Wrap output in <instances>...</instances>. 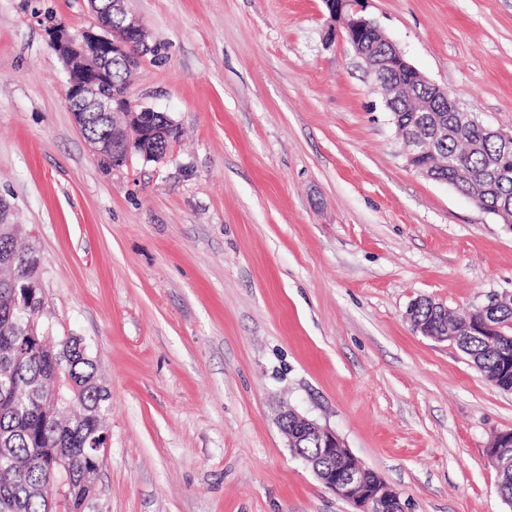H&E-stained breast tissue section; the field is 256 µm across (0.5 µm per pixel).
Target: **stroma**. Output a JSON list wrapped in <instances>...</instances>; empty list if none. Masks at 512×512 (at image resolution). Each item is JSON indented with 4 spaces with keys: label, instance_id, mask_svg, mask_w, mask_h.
Listing matches in <instances>:
<instances>
[{
    "label": "stroma",
    "instance_id": "obj_1",
    "mask_svg": "<svg viewBox=\"0 0 512 512\" xmlns=\"http://www.w3.org/2000/svg\"><path fill=\"white\" fill-rule=\"evenodd\" d=\"M161 47L130 96L180 129L106 169L66 106L55 23L90 0H0V222L41 258L42 320L109 392L89 512H354L278 417L330 427L405 512H512L488 461L512 393L413 330L512 294V228L406 165L323 0H124ZM406 58L512 129V0H364Z\"/></svg>",
    "mask_w": 512,
    "mask_h": 512
}]
</instances>
